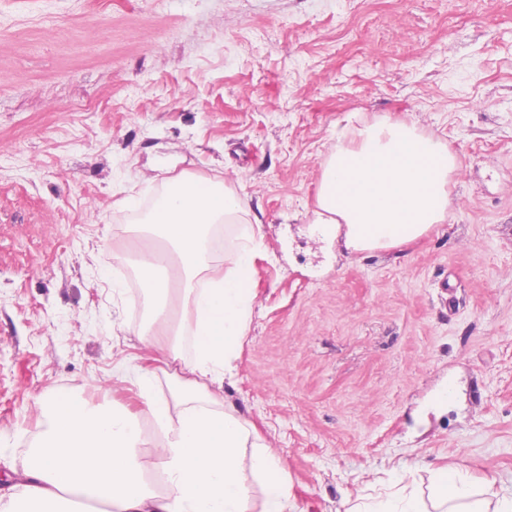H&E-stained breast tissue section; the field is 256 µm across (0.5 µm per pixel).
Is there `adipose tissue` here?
<instances>
[{
    "instance_id": "1",
    "label": "adipose tissue",
    "mask_w": 512,
    "mask_h": 512,
    "mask_svg": "<svg viewBox=\"0 0 512 512\" xmlns=\"http://www.w3.org/2000/svg\"><path fill=\"white\" fill-rule=\"evenodd\" d=\"M348 134L318 180L314 221L325 232L365 252L411 243L447 220L457 160L445 144L387 117ZM244 212L222 183L173 180L149 215L148 239L128 240L120 253L148 300L137 331L142 345L180 365L176 401L158 398L150 370L133 360H119L112 376L137 387L164 442L149 445L141 415L57 393L26 456L28 482L0 512H60L68 497L101 503L105 512H298L280 459L217 394L236 374L253 313L254 248L235 245L221 268L209 242L214 226L241 222ZM152 474L162 476L165 493L150 487ZM349 512H512V497L496 496L490 480L475 491L462 473L442 467L429 499L404 486Z\"/></svg>"
}]
</instances>
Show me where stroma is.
Wrapping results in <instances>:
<instances>
[{"label":"stroma","instance_id":"stroma-1","mask_svg":"<svg viewBox=\"0 0 512 512\" xmlns=\"http://www.w3.org/2000/svg\"><path fill=\"white\" fill-rule=\"evenodd\" d=\"M446 143L448 219L371 254L312 224L347 125ZM187 172L226 183L264 238L224 399L265 439L299 512L432 469L512 496V0H0V491L40 404L143 408L113 256ZM450 390L446 403L439 392Z\"/></svg>","mask_w":512,"mask_h":512}]
</instances>
